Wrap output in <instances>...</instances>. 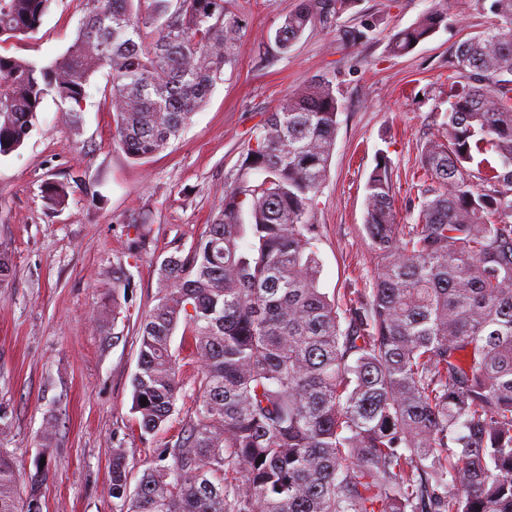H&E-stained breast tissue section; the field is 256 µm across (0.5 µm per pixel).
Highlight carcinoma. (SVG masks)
Returning a JSON list of instances; mask_svg holds the SVG:
<instances>
[{
    "label": "carcinoma",
    "mask_w": 512,
    "mask_h": 512,
    "mask_svg": "<svg viewBox=\"0 0 512 512\" xmlns=\"http://www.w3.org/2000/svg\"><path fill=\"white\" fill-rule=\"evenodd\" d=\"M52 0H0V45L35 33ZM77 37L49 64L0 52V156L51 94L82 120L93 74L133 159L177 139L232 63V0H83ZM351 0H300L276 30L286 54ZM460 42L441 135L422 149L419 213L401 224L381 155L366 182L368 287L319 288L316 200L337 131L336 86L303 80L249 140L224 205L186 254L159 267L140 322L131 412L155 436L193 400L181 436L133 493L120 448L112 497L125 512H512V0ZM446 14L394 33L406 54ZM131 279L112 273V320ZM198 360L184 378L179 325ZM146 404H141L142 398ZM242 478L228 480L229 471ZM0 452V512L20 507Z\"/></svg>",
    "instance_id": "carcinoma-1"
}]
</instances>
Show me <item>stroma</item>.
<instances>
[{
    "instance_id": "1",
    "label": "stroma",
    "mask_w": 512,
    "mask_h": 512,
    "mask_svg": "<svg viewBox=\"0 0 512 512\" xmlns=\"http://www.w3.org/2000/svg\"><path fill=\"white\" fill-rule=\"evenodd\" d=\"M243 29L233 64L165 151L135 160L114 140L104 100L107 70L91 80L80 126L45 98L22 145L0 157V246L14 268L0 288V451L19 472L22 500L39 512H120L112 496V451L123 448L130 484L176 441L190 400L167 427L142 438L131 413L141 320L156 303L157 268L189 248L224 204L249 139L303 80L332 77L340 102L328 176L315 221L320 286L331 295L364 287L374 267L363 229L365 184L387 156L399 223H413L411 187L424 143L445 111L448 75L459 42L482 31L481 0H353L337 30L307 28L288 53L274 35L299 0H238ZM446 21L413 51L393 54L392 33L433 8ZM83 16L80 0H53L38 31L5 43L6 53L46 63L63 54ZM374 22L368 41L351 44L340 30ZM78 185H70L71 176ZM69 183L61 206L46 190ZM132 285L114 332L99 322L112 308V272ZM48 472L31 491L35 464Z\"/></svg>"
}]
</instances>
